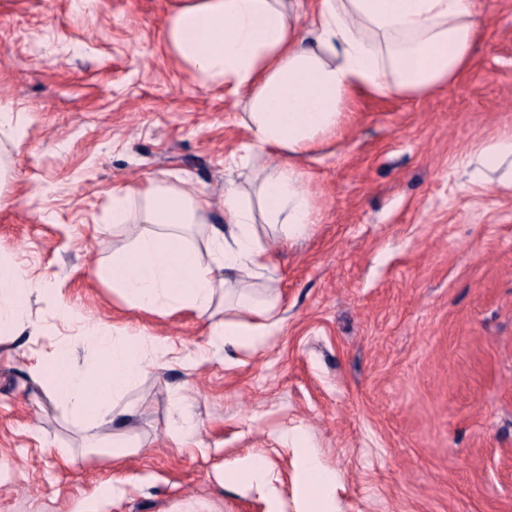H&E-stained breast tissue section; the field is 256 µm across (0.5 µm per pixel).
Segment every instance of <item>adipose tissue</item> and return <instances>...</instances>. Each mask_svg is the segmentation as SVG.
Here are the masks:
<instances>
[{
  "label": "adipose tissue",
  "mask_w": 512,
  "mask_h": 512,
  "mask_svg": "<svg viewBox=\"0 0 512 512\" xmlns=\"http://www.w3.org/2000/svg\"><path fill=\"white\" fill-rule=\"evenodd\" d=\"M482 34L476 0H187L171 16L165 44L200 78L230 82L242 95V124L252 140L238 163L254 165L257 187L249 193L227 185V222L210 227V198L191 179L114 186L112 229L126 239L98 278L147 312L206 317L223 297L249 318L213 324L209 347L223 350L228 363L240 348H264L280 328L273 317L278 294L255 288L273 260L267 235L279 233L288 246L315 222L297 159L335 135L358 95L418 97L447 86L469 68ZM35 299L91 341L96 357L75 365L68 340H58L51 366L31 367L33 383L49 388L92 451L112 459L138 453L140 440L126 430L138 410L126 397L146 367L184 362L182 349L147 332L88 324L58 302L49 283L4 260L0 342L43 336L44 327L26 321ZM301 466L299 512H334L316 452L304 449Z\"/></svg>",
  "instance_id": "1"
}]
</instances>
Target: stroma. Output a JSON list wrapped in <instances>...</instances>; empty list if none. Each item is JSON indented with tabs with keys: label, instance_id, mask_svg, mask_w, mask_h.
<instances>
[{
	"label": "stroma",
	"instance_id": "stroma-1",
	"mask_svg": "<svg viewBox=\"0 0 512 512\" xmlns=\"http://www.w3.org/2000/svg\"><path fill=\"white\" fill-rule=\"evenodd\" d=\"M182 0H0V132L14 161L0 258L58 288L83 318L187 351L194 312L134 309L96 269L122 245L112 188L190 177L224 225L232 163L248 143L230 84L204 82L164 44ZM470 68L419 97L364 96L328 145L298 159L318 215L309 236L271 242L263 284L282 327L225 364L148 368L137 455L68 461L82 435L30 380L27 348L0 344V512H296L286 433L336 476V512H512V181L476 176V153L512 133V0H478ZM182 395L201 424L169 429ZM259 455L253 487L224 478Z\"/></svg>",
	"mask_w": 512,
	"mask_h": 512
}]
</instances>
